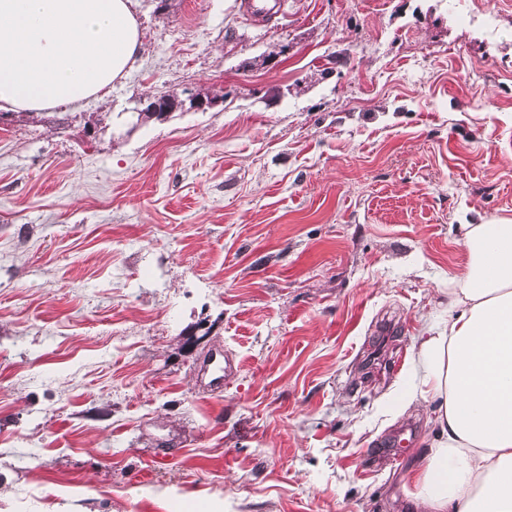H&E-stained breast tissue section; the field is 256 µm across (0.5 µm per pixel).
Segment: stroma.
<instances>
[{"label": "stroma", "mask_w": 512, "mask_h": 512, "mask_svg": "<svg viewBox=\"0 0 512 512\" xmlns=\"http://www.w3.org/2000/svg\"><path fill=\"white\" fill-rule=\"evenodd\" d=\"M249 2L134 0L107 96L0 120V512H414L410 345L460 225L512 220V0H461L492 35L448 0ZM233 369L232 358L226 353L224 356L219 353L200 366L198 376L207 391L220 392L224 388V381L230 376Z\"/></svg>", "instance_id": "stroma-1"}]
</instances>
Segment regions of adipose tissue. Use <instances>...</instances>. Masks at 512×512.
<instances>
[{
	"instance_id": "obj_1",
	"label": "adipose tissue",
	"mask_w": 512,
	"mask_h": 512,
	"mask_svg": "<svg viewBox=\"0 0 512 512\" xmlns=\"http://www.w3.org/2000/svg\"><path fill=\"white\" fill-rule=\"evenodd\" d=\"M132 0H0V111L102 96L135 63ZM468 262L448 320L411 346L410 399H437L435 437L411 474L417 512H512V221L462 227Z\"/></svg>"
}]
</instances>
